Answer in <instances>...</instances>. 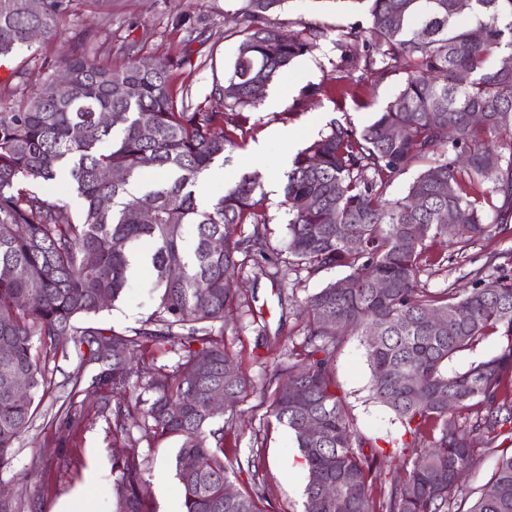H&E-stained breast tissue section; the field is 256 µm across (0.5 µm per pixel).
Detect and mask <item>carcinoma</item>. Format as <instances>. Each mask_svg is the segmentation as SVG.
<instances>
[{
  "label": "carcinoma",
  "mask_w": 512,
  "mask_h": 512,
  "mask_svg": "<svg viewBox=\"0 0 512 512\" xmlns=\"http://www.w3.org/2000/svg\"><path fill=\"white\" fill-rule=\"evenodd\" d=\"M0 0V58L31 48L30 32L54 36L74 0ZM233 71L219 88L223 109L191 108L174 97L173 62L150 71L130 59L121 70L90 60L87 34L74 36L64 70L72 85L35 86L17 105H0V467L29 428L36 394L46 388L37 348L73 343L112 369V384L129 381L149 344L170 347L171 365L104 399L112 435L175 437V476L182 512H265L258 459H246L253 486L224 496L234 468L210 393H230L224 423L251 390L236 360L213 337L214 324L241 306L232 283L243 259L263 245L269 223L255 182L242 174L205 209L192 186L216 158L249 132L247 112L297 57L318 47L327 27L298 21L288 31L265 25L284 0H245ZM370 25L342 31L340 61L357 73L346 93L362 98L393 74L404 83L361 130L336 122L297 154L287 175V258L281 278L313 276L343 266L349 273L299 305L304 343L275 363L269 416L294 436L308 471L303 512H512V453L498 457L483 491L461 510L456 473L476 457V436L493 444L512 425V274L495 257L470 272L472 288L432 290L422 281L434 258L427 241L445 239L464 251L512 224V0H370ZM370 50L351 53L356 41ZM124 114L123 131L102 120ZM399 128L398 138L386 131ZM425 163L405 197L388 188L408 166ZM108 169L116 178L99 177ZM68 172L81 210L45 190ZM418 200L415 207L412 200ZM109 205H103V201ZM151 220L143 221L140 213ZM195 227L185 242V225ZM241 224L253 234L241 236ZM459 226L454 233L452 225ZM358 241L351 248L347 240ZM150 246L149 276L158 305L132 333L75 321L109 309L128 282L129 247ZM387 280L391 288H375ZM431 315L441 316L434 328ZM376 328L379 335L370 330ZM506 338L501 351L463 372L445 366L485 337ZM350 336L363 337L373 399L390 408L418 444L387 490L374 498L378 450L354 426L336 390V356ZM22 375L17 394L4 381ZM317 421L311 434L307 422ZM195 461L192 470L183 460ZM146 463L136 455L112 461L113 512H151Z\"/></svg>",
  "instance_id": "carcinoma-1"
}]
</instances>
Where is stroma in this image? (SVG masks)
Here are the masks:
<instances>
[{
	"label": "stroma",
	"instance_id": "obj_1",
	"mask_svg": "<svg viewBox=\"0 0 512 512\" xmlns=\"http://www.w3.org/2000/svg\"><path fill=\"white\" fill-rule=\"evenodd\" d=\"M244 6L245 0H75L55 37L39 38L31 49L0 60V104L19 102L26 87L61 73L63 61L73 50L72 33L88 25L92 28L87 44L90 59L115 69L132 56L147 61L173 60V93L195 105L213 106L215 89L223 85L236 59L241 41L236 21ZM368 9L367 0H285L281 9L268 15L267 23L275 29L304 19L321 20L328 26L327 37L268 85L265 97L278 98L279 106L270 110L260 104L251 110L253 127L245 146L233 153L230 162L219 159L211 164L213 180L196 192L200 203H209L233 186L242 173H249L265 198L269 218L266 252L281 250L287 239L288 216L281 202L296 154L330 122L358 129L370 124L403 83L402 76H391L367 95L362 106L345 93L351 76L336 67L334 40L339 31L367 25ZM310 87L320 90L316 101L293 108V100ZM282 128L297 131L295 144L275 138V131ZM259 142L265 143L266 152L257 157L251 146ZM431 250L445 254L446 261L433 267L429 287L462 292L471 286L470 270L484 265L489 257L512 270V229L469 245L461 255L443 241ZM273 271L262 257L248 261L238 286L253 311L247 315L235 311L225 319L224 345L254 391L237 404L235 421L225 432L224 450L241 459L257 456L266 487L265 512H302L309 473L287 428L266 414L272 400L268 377L274 359L304 339L297 318L298 300L344 277L346 270L322 271L303 278L294 289L282 285ZM156 303L148 279L136 273L112 308L90 318L89 323L118 331L138 328ZM100 370V365L82 358L71 347L57 350L47 361L46 377L51 386L28 431L17 442L11 464L0 469V484L12 491L17 512H62L80 489L87 492L94 512H112V458L123 453L147 459V494L153 512H180L175 478L179 444L175 439L147 441L134 426L129 437L117 440L112 436L111 417L96 414L89 402L70 404L73 384L89 387ZM334 375L355 427L384 450L373 485L374 492H381L404 460L396 451L404 430L394 413L371 395V371L361 337L348 338L336 357Z\"/></svg>",
	"mask_w": 512,
	"mask_h": 512
}]
</instances>
